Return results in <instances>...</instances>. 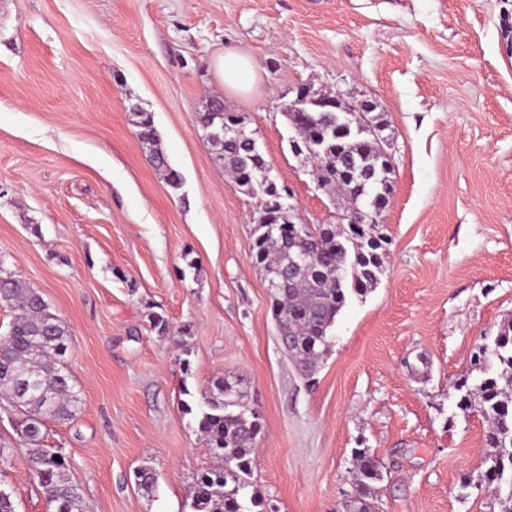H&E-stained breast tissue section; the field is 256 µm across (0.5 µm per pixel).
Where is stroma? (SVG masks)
<instances>
[{
	"mask_svg": "<svg viewBox=\"0 0 512 512\" xmlns=\"http://www.w3.org/2000/svg\"><path fill=\"white\" fill-rule=\"evenodd\" d=\"M229 47L260 67L249 93L215 74ZM300 86L376 103L393 185L385 273L348 296L310 381L252 263L260 202L197 122L222 98L302 222L335 223L290 147L282 105ZM0 271L71 332L81 410L47 421L45 445L88 512H193L216 460L180 401L220 377L260 414L252 482L277 512H340L356 448L383 465L379 512H498L492 493L461 494L485 470L487 422L457 409L455 384L512 323V0H0ZM0 446L17 512H46L1 409ZM135 116V124L139 128L138 134L141 140L152 146L150 157L153 165L156 169L165 173L166 180L172 188H179L181 185V176L170 166L166 155L158 147L159 136L153 125L151 113L138 112L135 113Z\"/></svg>",
	"mask_w": 512,
	"mask_h": 512,
	"instance_id": "stroma-1",
	"label": "stroma"
}]
</instances>
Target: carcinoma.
Segmentation results:
<instances>
[{"instance_id": "obj_1", "label": "carcinoma", "mask_w": 512, "mask_h": 512, "mask_svg": "<svg viewBox=\"0 0 512 512\" xmlns=\"http://www.w3.org/2000/svg\"><path fill=\"white\" fill-rule=\"evenodd\" d=\"M219 100L207 101L198 113L208 134L217 161L234 174L239 186L261 199L254 229L251 258L268 274H289L285 290L272 295V312L279 337L301 376L311 375L327 350L336 317L349 293L364 294L378 284L383 272V250L388 240L378 224H316L307 228L287 223L286 206L280 189L270 177L254 139L231 141L224 137V125L235 120L232 113L217 107ZM289 125L298 133V146L315 163L317 185L341 193L349 200L348 213L361 211L391 193L388 160L379 141L370 132L343 136L331 124L328 113L284 111ZM141 140L152 146L151 161L165 173L168 184L177 189L181 176L158 147L159 136L148 112L135 113ZM312 256L297 265L294 254ZM0 300L18 311L9 330L0 336V396L15 411L12 423L28 445L31 475L45 490L52 510L86 512L77 485L67 474L61 453L43 445L45 421H69L81 404L67 368L70 351L68 325L48 312V305L33 288L10 275L0 276ZM484 357L471 356L472 378L457 384L460 392L456 408L467 412L479 398V411L489 422L486 436V470L478 481L464 479L463 490L481 491L508 488L499 499L500 512H512V326L492 341ZM183 412L192 414L198 430L219 464L197 473L193 483V512H250L261 509L262 499L253 490L243 504V492L252 486L255 441L261 423L246 415L242 394L236 384L224 378L200 394L198 400L181 401ZM352 493L342 504V512H378L375 484L383 479L379 459L368 448L352 452Z\"/></svg>"}]
</instances>
